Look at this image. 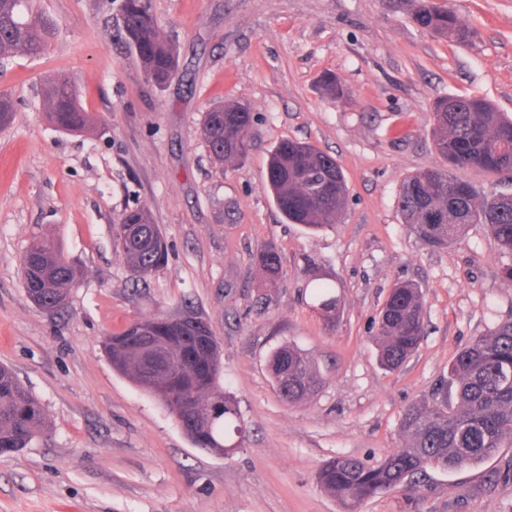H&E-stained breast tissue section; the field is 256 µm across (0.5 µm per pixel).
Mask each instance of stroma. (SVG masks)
Here are the masks:
<instances>
[{"mask_svg": "<svg viewBox=\"0 0 512 512\" xmlns=\"http://www.w3.org/2000/svg\"><path fill=\"white\" fill-rule=\"evenodd\" d=\"M472 38L413 24L389 0H150L179 48L165 87L149 82L119 34L121 0H37L57 23L48 51L0 63L15 102L0 129V364L42 403L47 430L0 455V512H341L317 482L339 455L373 462L404 445L405 410L430 400L460 350L512 319V281L485 225L445 249L424 245L397 209L402 180L443 166L433 104L487 99L512 116V0H438ZM65 71L99 121L65 132L47 119L44 79ZM336 78L331 100L320 82ZM251 107L249 150L212 164L200 136L217 101ZM308 141L335 157L349 186L336 224L288 223L267 193L270 150ZM147 207L168 246L156 274L134 275L113 230ZM41 236L81 271L67 306L35 308L22 258ZM275 247L282 276L257 256ZM341 300L335 324L313 307L311 279ZM417 283L426 333L387 371L374 322L390 288ZM193 307L223 350V386L248 427L224 456L197 448L154 397L112 368L107 336L131 321ZM292 344L323 383L288 403L268 369ZM359 512H512V447L475 467L428 469Z\"/></svg>", "mask_w": 512, "mask_h": 512, "instance_id": "1", "label": "stroma"}]
</instances>
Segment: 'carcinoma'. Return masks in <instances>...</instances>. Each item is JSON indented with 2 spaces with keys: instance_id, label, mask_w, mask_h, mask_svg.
<instances>
[{
  "instance_id": "obj_1",
  "label": "carcinoma",
  "mask_w": 512,
  "mask_h": 512,
  "mask_svg": "<svg viewBox=\"0 0 512 512\" xmlns=\"http://www.w3.org/2000/svg\"><path fill=\"white\" fill-rule=\"evenodd\" d=\"M393 2L410 4L411 19L422 29L459 43L471 38L456 15L433 0ZM55 30L53 21L38 14L35 0H0V59L19 52L45 54ZM119 31L147 79L166 84L178 64V47L162 34L148 0H122ZM41 96L56 128L79 132L95 124L67 75L44 79ZM14 111L12 96L1 92L0 129L10 124ZM433 116L435 148L446 167L420 170L402 180L397 209L403 223L432 248L457 243L469 224H485L500 251L512 257V193L482 197L454 174L467 168L512 172V117L471 96L437 100ZM252 122L251 108L240 102L220 101L205 112L200 135L214 164L235 167L243 162ZM265 183L283 217L312 231L336 223L348 200L336 159L293 139L279 141L271 151ZM118 226L125 264L141 278L158 272L167 247L149 210H125ZM259 266L266 279H279L282 267L275 248L261 251ZM22 268L35 306L56 310L66 306L81 276L60 247L44 238L32 241ZM312 297L325 319L333 321L340 308L334 286L318 282ZM424 320L421 289L410 282L395 284L374 336L381 366L396 370L407 361L424 336ZM105 350L112 369L164 405L196 447L222 455L241 447L247 425L237 401L222 387V350L202 315L186 309L138 319L108 337ZM268 367L279 395L289 403L308 397L321 381L312 359L290 344L273 351ZM46 428L40 401L0 365V454L21 451ZM400 428L405 444L384 459L370 463L337 456L319 469L320 486L336 498L342 512H359L363 501L412 483L429 467H471L512 446V319L460 351L433 400L409 407Z\"/></svg>"
}]
</instances>
